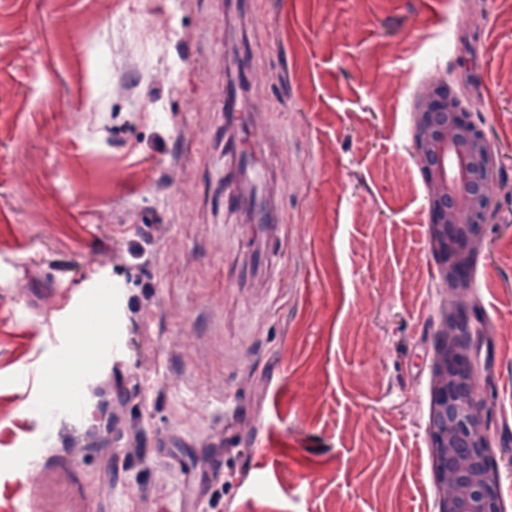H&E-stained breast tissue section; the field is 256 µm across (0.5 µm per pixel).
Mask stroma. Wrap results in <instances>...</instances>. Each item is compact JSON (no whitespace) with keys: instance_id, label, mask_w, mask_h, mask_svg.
Segmentation results:
<instances>
[{"instance_id":"stroma-1","label":"stroma","mask_w":512,"mask_h":512,"mask_svg":"<svg viewBox=\"0 0 512 512\" xmlns=\"http://www.w3.org/2000/svg\"><path fill=\"white\" fill-rule=\"evenodd\" d=\"M443 76L501 159L468 300L505 460L512 0H0V512H434L449 296L411 125ZM92 266L113 322L58 321ZM48 397L55 401L62 402L70 412L79 413L82 410L83 403L79 398L80 391L74 384L68 382L67 377L60 373V380L49 391Z\"/></svg>"}]
</instances>
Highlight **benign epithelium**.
<instances>
[{
  "instance_id": "7a95c632",
  "label": "benign epithelium",
  "mask_w": 512,
  "mask_h": 512,
  "mask_svg": "<svg viewBox=\"0 0 512 512\" xmlns=\"http://www.w3.org/2000/svg\"><path fill=\"white\" fill-rule=\"evenodd\" d=\"M412 150L426 190L436 276L453 297L437 331L426 427L435 512H504L501 466L512 459L501 463L491 450L492 418L475 380L482 323L465 304L494 206V149L440 78L415 100Z\"/></svg>"
}]
</instances>
